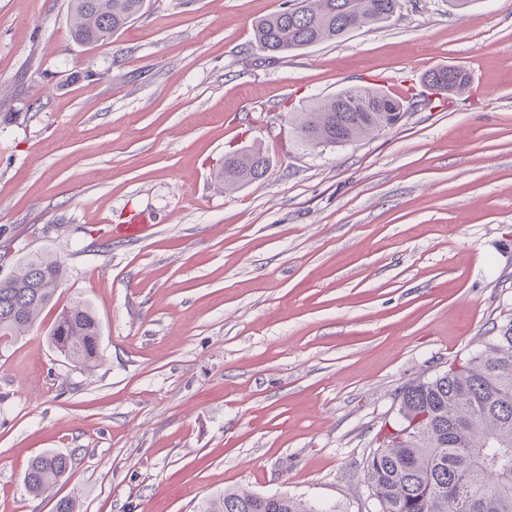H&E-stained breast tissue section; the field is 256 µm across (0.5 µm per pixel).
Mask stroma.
<instances>
[{"label":"stroma","mask_w":512,"mask_h":512,"mask_svg":"<svg viewBox=\"0 0 512 512\" xmlns=\"http://www.w3.org/2000/svg\"><path fill=\"white\" fill-rule=\"evenodd\" d=\"M286 3L146 0L87 46L68 0H0V278L67 267L0 341V512H197L237 487L378 512L363 467L402 388L512 322V0H400L271 61L253 25ZM444 66L471 83L433 105ZM352 85L408 92L401 122L304 146L295 113ZM248 145L267 175L224 192ZM75 300L101 325L89 370L48 339ZM45 452L71 470L36 496Z\"/></svg>","instance_id":"stroma-1"}]
</instances>
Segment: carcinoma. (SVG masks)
Listing matches in <instances>:
<instances>
[{
  "label": "carcinoma",
  "instance_id": "obj_1",
  "mask_svg": "<svg viewBox=\"0 0 512 512\" xmlns=\"http://www.w3.org/2000/svg\"><path fill=\"white\" fill-rule=\"evenodd\" d=\"M145 0H70V32L82 45L103 43L143 10ZM399 0H290L288 7L255 22L254 40L273 60L290 52L383 23ZM442 95L464 90L469 74L433 69L424 75ZM403 103L375 87H348L295 117L300 140L312 147L343 146L394 127ZM270 160L259 147L224 155L215 179L226 191L262 179ZM66 275L64 261L49 253L22 258L0 278V339L27 335L54 300ZM101 328L90 304L77 302L59 314L48 339L74 365L99 358ZM395 433L384 432L365 462L363 479L379 512H512V324L497 329L481 352L462 366L404 387ZM71 458L45 453L24 477L39 496L65 476ZM199 512H317L288 495L226 489L204 500Z\"/></svg>",
  "mask_w": 512,
  "mask_h": 512
}]
</instances>
